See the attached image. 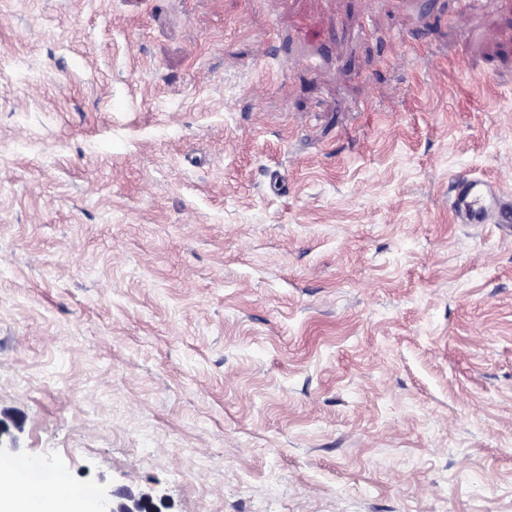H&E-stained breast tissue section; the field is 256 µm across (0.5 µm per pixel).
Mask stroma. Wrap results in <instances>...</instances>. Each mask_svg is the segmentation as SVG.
I'll use <instances>...</instances> for the list:
<instances>
[{"label": "stroma", "mask_w": 512, "mask_h": 512, "mask_svg": "<svg viewBox=\"0 0 512 512\" xmlns=\"http://www.w3.org/2000/svg\"><path fill=\"white\" fill-rule=\"evenodd\" d=\"M512 0H0V415L162 512H512ZM500 194L493 184L481 178L460 180L453 204L461 221L466 224H485L496 215V224L508 227L512 232V204Z\"/></svg>", "instance_id": "35a3bbf8"}]
</instances>
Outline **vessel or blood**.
<instances>
[{
	"mask_svg": "<svg viewBox=\"0 0 512 512\" xmlns=\"http://www.w3.org/2000/svg\"><path fill=\"white\" fill-rule=\"evenodd\" d=\"M454 205L464 223L483 224L493 217L502 226L512 225V203L500 194L496 186L483 179L460 180Z\"/></svg>",
	"mask_w": 512,
	"mask_h": 512,
	"instance_id": "vessel-or-blood-1",
	"label": "vessel or blood"
}]
</instances>
